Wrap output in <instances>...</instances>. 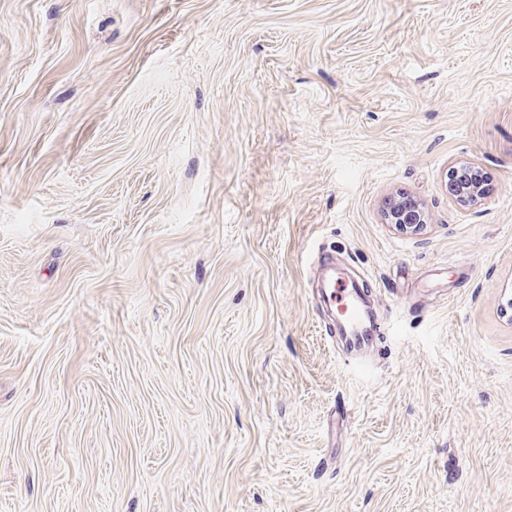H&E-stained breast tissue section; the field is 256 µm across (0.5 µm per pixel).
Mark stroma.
<instances>
[{"label":"stroma","mask_w":512,"mask_h":512,"mask_svg":"<svg viewBox=\"0 0 512 512\" xmlns=\"http://www.w3.org/2000/svg\"><path fill=\"white\" fill-rule=\"evenodd\" d=\"M510 297L512 0H0V512H512ZM448 177V193L456 203L473 206L485 198V179L477 163L452 164L448 168ZM382 222L404 235H418L427 228L429 217L421 199L407 193L385 195L380 201ZM336 270L327 275V288H323L326 297L335 311L343 317L338 319L341 327V340L346 355L357 367H365L362 358L373 348L375 336L373 323L370 321L366 307L353 288L336 286Z\"/></svg>","instance_id":"35a3bbf8"}]
</instances>
